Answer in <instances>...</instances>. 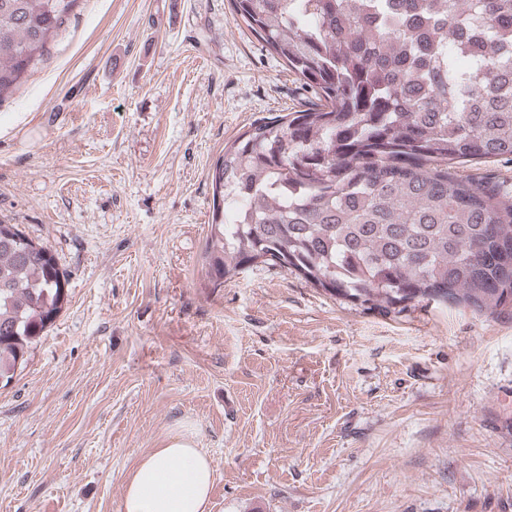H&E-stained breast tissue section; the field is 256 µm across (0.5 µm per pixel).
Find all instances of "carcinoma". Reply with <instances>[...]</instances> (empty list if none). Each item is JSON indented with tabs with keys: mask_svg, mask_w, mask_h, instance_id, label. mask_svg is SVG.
Listing matches in <instances>:
<instances>
[{
	"mask_svg": "<svg viewBox=\"0 0 512 512\" xmlns=\"http://www.w3.org/2000/svg\"><path fill=\"white\" fill-rule=\"evenodd\" d=\"M81 0H0V102L40 64ZM314 95L224 145L214 164L208 284L256 264L365 310L430 302L495 312L512 299V189L454 165L512 156V0H232ZM437 40L417 73L398 16ZM488 45L459 66L457 31ZM68 302L52 251L0 224V382Z\"/></svg>",
	"mask_w": 512,
	"mask_h": 512,
	"instance_id": "1",
	"label": "carcinoma"
}]
</instances>
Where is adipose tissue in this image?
Returning <instances> with one entry per match:
<instances>
[{
	"instance_id": "obj_1",
	"label": "adipose tissue",
	"mask_w": 512,
	"mask_h": 512,
	"mask_svg": "<svg viewBox=\"0 0 512 512\" xmlns=\"http://www.w3.org/2000/svg\"><path fill=\"white\" fill-rule=\"evenodd\" d=\"M215 471L191 432L143 456L126 482L122 512H209Z\"/></svg>"
}]
</instances>
